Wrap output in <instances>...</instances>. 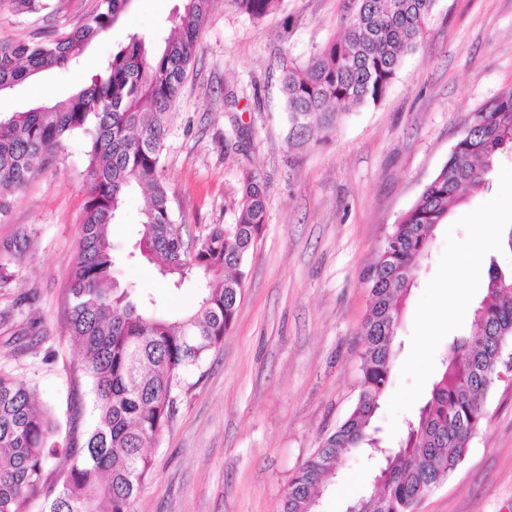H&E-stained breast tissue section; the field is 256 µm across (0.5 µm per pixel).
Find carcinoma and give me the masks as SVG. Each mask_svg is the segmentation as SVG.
<instances>
[{
    "mask_svg": "<svg viewBox=\"0 0 512 512\" xmlns=\"http://www.w3.org/2000/svg\"><path fill=\"white\" fill-rule=\"evenodd\" d=\"M20 14L47 0H13ZM127 0H99L71 31L28 41L0 38V92L80 60L106 34ZM173 33L161 47L137 34L120 44L90 83L63 100L0 116V214L7 199L41 174L63 141L90 135L85 151L88 196L78 254L70 273L69 338L82 353L92 399V426L58 437L36 385L0 370V512H29L47 467L56 474L41 512H132L151 463L144 453L176 411L187 375L224 343L242 295L245 261L262 233L266 188L248 172L233 224H212L194 238L174 222L160 157L168 112L181 90L210 0H182ZM254 20L283 0H228ZM437 0H354L344 33L300 66L284 61L282 91L287 141L302 148L335 132L351 111L382 101L406 56L423 43ZM471 129L391 226L366 269L371 307L362 331L360 394L349 416L288 484L281 512H315L323 482L338 459L367 450L391 376L403 304L433 232L448 219L463 189L489 183L497 154L512 151V89L470 113ZM140 189L141 223L129 251L109 237L126 193ZM19 229L0 243V259L26 248ZM146 259L179 291L196 274L205 279L194 310L171 319L155 300L115 275L120 256ZM512 343V274L488 269L485 295L473 310L469 335L453 340L443 370L408 424L399 447L376 477L381 490L351 505L355 512H418L465 459L483 420L482 400L497 386L502 350Z\"/></svg>",
    "mask_w": 512,
    "mask_h": 512,
    "instance_id": "cac0c4a2",
    "label": "carcinoma"
}]
</instances>
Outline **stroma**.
Returning a JSON list of instances; mask_svg holds the SVG:
<instances>
[{"mask_svg": "<svg viewBox=\"0 0 512 512\" xmlns=\"http://www.w3.org/2000/svg\"><path fill=\"white\" fill-rule=\"evenodd\" d=\"M16 14L0 0V38L70 30L98 0H49ZM353 0H284L256 21L211 0L180 96L168 114L162 178L175 223L198 235L234 223L246 170L262 173L266 223L246 262L235 324L203 364L175 416L147 453L151 470L133 512H280L301 465L354 408L361 333L370 308L364 271L387 232L447 161L469 114L512 88V0H438L423 45L407 56L387 96L350 113L324 142L289 149L282 63H305L342 29ZM182 0H129L111 31L79 64L0 93V113L64 97L87 83L133 33L160 42ZM241 128L242 148L224 138ZM89 135L64 140L49 168L10 196L0 240L31 230L0 287V367L36 383L61 432L89 395L67 333L66 285L87 199ZM512 155L499 156L488 190L467 194L438 225L432 253L404 307L391 382L375 418L387 446L429 396L453 338L467 335L491 262L512 270L503 237ZM478 250L462 278L453 260ZM119 278L175 317L196 284L171 291L148 263L125 260ZM485 418L458 468L420 512H512V385L484 402ZM378 471L344 457L319 512H345L369 494Z\"/></svg>", "mask_w": 512, "mask_h": 512, "instance_id": "35a3bbf8", "label": "stroma"}]
</instances>
